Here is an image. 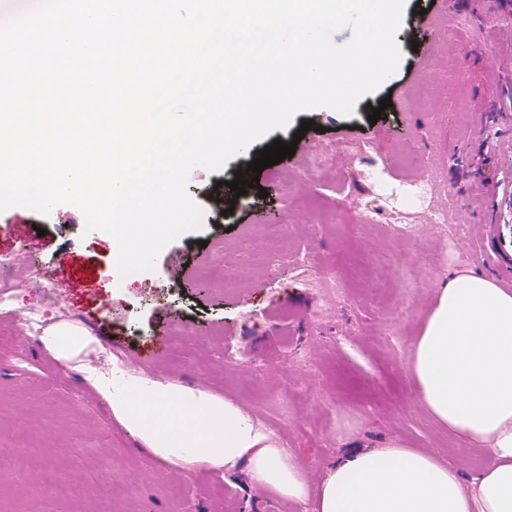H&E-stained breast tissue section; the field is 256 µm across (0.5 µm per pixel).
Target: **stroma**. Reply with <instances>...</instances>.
Masks as SVG:
<instances>
[{
    "mask_svg": "<svg viewBox=\"0 0 512 512\" xmlns=\"http://www.w3.org/2000/svg\"><path fill=\"white\" fill-rule=\"evenodd\" d=\"M423 12L440 35L415 47L410 25ZM396 41L398 70L358 100L353 116L301 111L248 147L250 160L275 140L297 143L293 157L262 171L266 198L249 194L236 215L212 223L205 203L215 175L192 169L187 191L204 206L205 222L166 245L152 271L119 276L113 237L86 231L75 206L46 216L23 207L0 213V253L26 284L0 319V449H38L21 475L0 472V512H314L252 484L243 468L166 470L85 381V363L139 368L233 400L314 483L346 449L394 437L439 455L466 480L488 465L484 450L462 447L417 402L408 359L421 316L452 269L496 274L478 256L482 225H512V0H482L476 15L455 0H406ZM451 78L478 111L448 97ZM385 97L391 107L369 122ZM306 118L314 130L295 139ZM339 141L373 150L314 171L316 156ZM429 181L441 190L440 224L429 222L428 202L404 195ZM365 209L372 223L360 222ZM402 209L414 230L398 238L393 217ZM18 223L33 234L14 235ZM263 224L284 229L280 260L266 258L269 244L255 233ZM218 240L225 269L236 270L244 248L256 256L220 292L208 284L209 245ZM398 253L411 274L396 276L376 301L353 261ZM51 273L58 279L50 284ZM37 311L46 327L62 323L84 336L79 360H59L28 330ZM48 467L69 495L46 486Z\"/></svg>",
    "mask_w": 512,
    "mask_h": 512,
    "instance_id": "1",
    "label": "stroma"
}]
</instances>
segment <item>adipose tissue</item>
Masks as SVG:
<instances>
[{"label":"adipose tissue","instance_id":"obj_1","mask_svg":"<svg viewBox=\"0 0 512 512\" xmlns=\"http://www.w3.org/2000/svg\"><path fill=\"white\" fill-rule=\"evenodd\" d=\"M409 373L430 417L490 462L471 481L401 438L353 448L311 487L306 465L253 415L180 383L90 369L87 381L127 432L168 466L246 468L253 484L317 512H512V290L467 269L437 288Z\"/></svg>","mask_w":512,"mask_h":512}]
</instances>
